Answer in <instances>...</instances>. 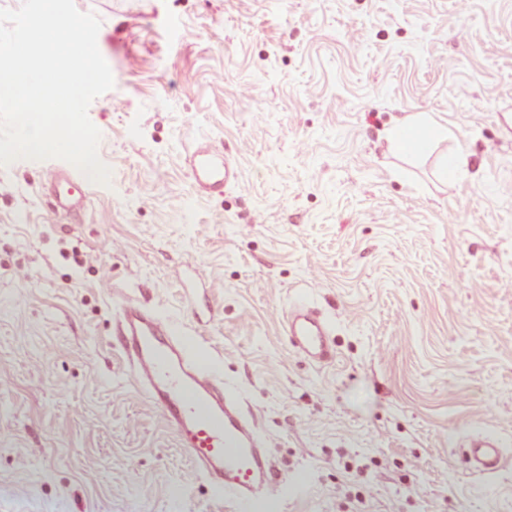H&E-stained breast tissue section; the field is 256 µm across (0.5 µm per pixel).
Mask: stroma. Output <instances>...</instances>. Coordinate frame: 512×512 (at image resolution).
Masks as SVG:
<instances>
[{"label":"stroma","mask_w":512,"mask_h":512,"mask_svg":"<svg viewBox=\"0 0 512 512\" xmlns=\"http://www.w3.org/2000/svg\"><path fill=\"white\" fill-rule=\"evenodd\" d=\"M115 85L109 183L0 166V512H220L131 383L132 299L221 357L287 480L277 512H512V0H74ZM424 112L419 157L386 130ZM242 185L195 191L188 154ZM467 151L468 173L440 176ZM321 308L336 357L283 329ZM505 466L472 474L470 436ZM449 130L432 116L414 113L397 119L387 131L390 147L406 155L425 153L432 144L446 140ZM284 323L289 344L304 358L316 364L334 359L330 322L316 306L298 301L288 310Z\"/></svg>","instance_id":"obj_1"}]
</instances>
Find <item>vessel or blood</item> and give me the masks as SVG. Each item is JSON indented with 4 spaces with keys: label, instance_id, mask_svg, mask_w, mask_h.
Returning <instances> with one entry per match:
<instances>
[{
    "label": "vessel or blood",
    "instance_id": "obj_1",
    "mask_svg": "<svg viewBox=\"0 0 512 512\" xmlns=\"http://www.w3.org/2000/svg\"><path fill=\"white\" fill-rule=\"evenodd\" d=\"M188 162L198 188L221 191L240 185L228 154L196 149ZM285 331L291 347L310 362L334 359L330 322L308 301L289 309ZM117 339L135 388L156 407L196 474L211 483L220 500L233 503L238 512H261L281 499L285 482L258 433V419L225 383L222 364L203 337L187 335L155 310L130 301L120 309ZM501 448L495 435L473 436L467 453L471 469L497 471Z\"/></svg>",
    "mask_w": 512,
    "mask_h": 512
}]
</instances>
